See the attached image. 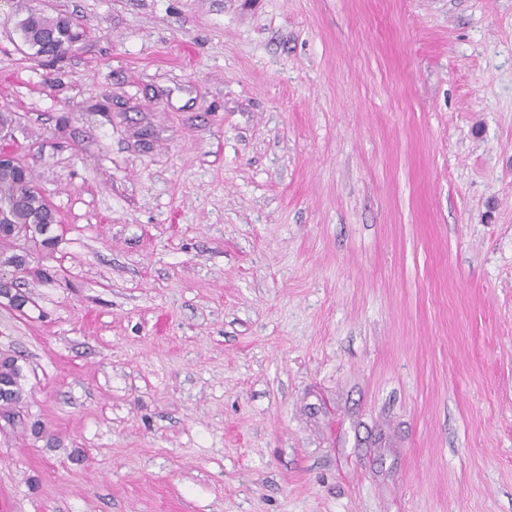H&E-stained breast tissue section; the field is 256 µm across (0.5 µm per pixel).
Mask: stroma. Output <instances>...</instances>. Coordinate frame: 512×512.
Masks as SVG:
<instances>
[{"mask_svg":"<svg viewBox=\"0 0 512 512\" xmlns=\"http://www.w3.org/2000/svg\"><path fill=\"white\" fill-rule=\"evenodd\" d=\"M0 112V512H512V0H0ZM17 31L22 43L33 51L32 56L46 59L60 57L80 37L79 33L71 30L65 17L49 16L32 9L26 10V15L18 21ZM51 41H55L57 47L65 46L60 54L49 55L54 52L49 48ZM25 170V173L22 171L17 178L16 184L5 179L0 180V202L6 200L12 205L15 223L9 224L7 211L0 210V238L6 231L13 248L20 251L14 254L28 265L30 259L37 258L42 251L39 244L30 236V231L19 224H29L32 233L38 236L45 250L52 251L59 239L54 233V226L60 222L57 220L56 211L35 182L31 169L27 167ZM5 225L8 227L3 229ZM1 270H3L4 274L1 273L0 298L6 299L8 303L3 304L1 302L0 306L14 312H24V309L29 304H32L30 297L7 283L11 280L10 270L3 266ZM23 367L19 364V358L14 353H0V382L6 386V394L0 396L1 405L8 409V413L13 415L12 424L19 418V406L23 403L25 389L22 381L24 380ZM1 389H3V387Z\"/></svg>","mask_w":512,"mask_h":512,"instance_id":"stroma-1","label":"stroma"}]
</instances>
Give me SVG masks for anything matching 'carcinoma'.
<instances>
[{
  "label": "carcinoma",
  "instance_id": "obj_1",
  "mask_svg": "<svg viewBox=\"0 0 512 512\" xmlns=\"http://www.w3.org/2000/svg\"><path fill=\"white\" fill-rule=\"evenodd\" d=\"M17 31L22 43L36 58H49L53 49L51 42L59 47H72L79 34L72 31L69 22L61 16H49L42 12L26 10V15L17 23ZM12 205L13 221L16 224L30 225L45 250L52 251L58 243L54 224L58 223L57 213L48 202L41 188L35 182L31 169H26L13 183L0 180V202ZM23 367L17 355L0 353V384L5 386V394L0 396V404L8 409L13 417H19V406L23 403Z\"/></svg>",
  "mask_w": 512,
  "mask_h": 512
}]
</instances>
